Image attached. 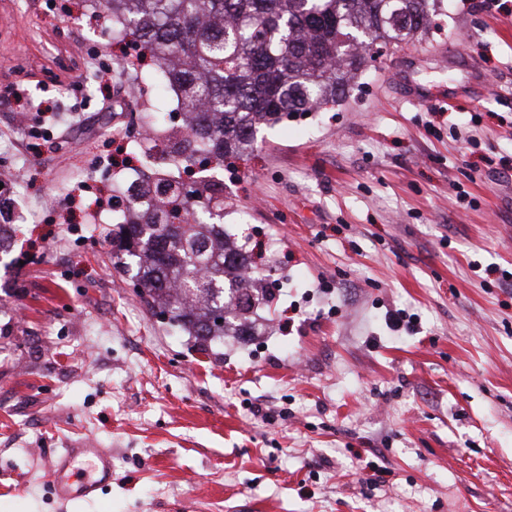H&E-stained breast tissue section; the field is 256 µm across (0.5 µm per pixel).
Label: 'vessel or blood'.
Here are the masks:
<instances>
[{
  "label": "vessel or blood",
  "mask_w": 512,
  "mask_h": 512,
  "mask_svg": "<svg viewBox=\"0 0 512 512\" xmlns=\"http://www.w3.org/2000/svg\"><path fill=\"white\" fill-rule=\"evenodd\" d=\"M89 456L95 461V468L100 474L99 480L77 481L73 478L72 466L77 457ZM52 481L58 496L65 499L94 496L100 479L109 478L112 474L111 454L107 449L98 447L93 439H86L79 448L67 449L58 455L50 464Z\"/></svg>",
  "instance_id": "1"
}]
</instances>
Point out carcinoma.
I'll return each mask as SVG.
<instances>
[{
	"label": "carcinoma",
	"instance_id": "carcinoma-1",
	"mask_svg": "<svg viewBox=\"0 0 512 512\" xmlns=\"http://www.w3.org/2000/svg\"><path fill=\"white\" fill-rule=\"evenodd\" d=\"M440 0H102L112 33L132 39L179 99L181 124L151 146L173 166L254 150L259 127L345 98L370 57L427 33ZM159 170L112 230V266L132 274L152 314L221 355L224 336H253L268 299L247 241L224 230V184Z\"/></svg>",
	"mask_w": 512,
	"mask_h": 512
}]
</instances>
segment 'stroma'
<instances>
[{
  "instance_id": "obj_1",
  "label": "stroma",
  "mask_w": 512,
  "mask_h": 512,
  "mask_svg": "<svg viewBox=\"0 0 512 512\" xmlns=\"http://www.w3.org/2000/svg\"><path fill=\"white\" fill-rule=\"evenodd\" d=\"M501 2L444 0L344 105L262 128L213 168L225 229L277 282L266 335L225 337L219 359L151 317L101 235L147 165L128 112H175L174 95L90 0H0V89L24 92L0 97V141L26 168L0 257V512H512ZM89 437L112 479L59 500L50 460Z\"/></svg>"
}]
</instances>
